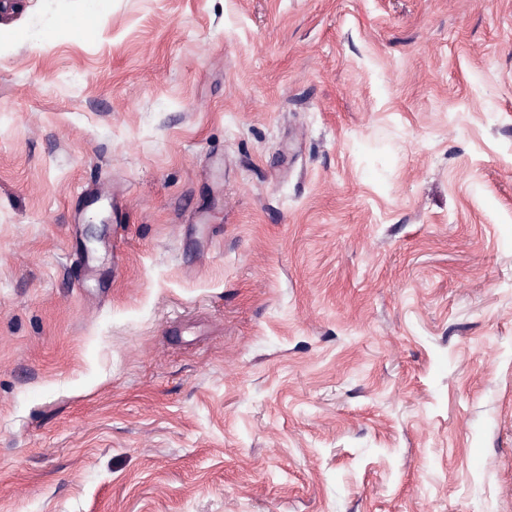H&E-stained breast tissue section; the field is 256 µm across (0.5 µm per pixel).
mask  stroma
Listing matches in <instances>:
<instances>
[{"instance_id": "obj_1", "label": "stroma", "mask_w": 512, "mask_h": 512, "mask_svg": "<svg viewBox=\"0 0 512 512\" xmlns=\"http://www.w3.org/2000/svg\"><path fill=\"white\" fill-rule=\"evenodd\" d=\"M0 512H512V0L0 24Z\"/></svg>"}]
</instances>
